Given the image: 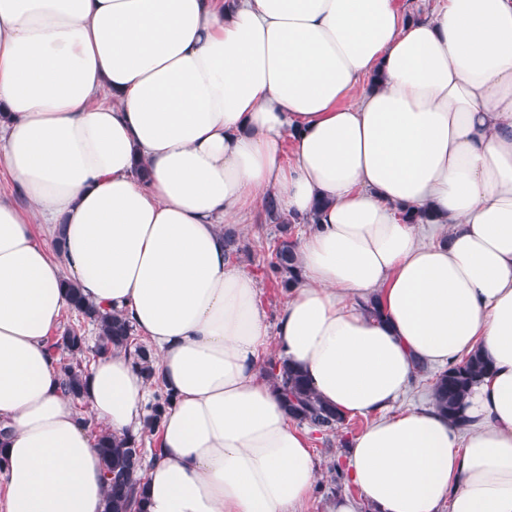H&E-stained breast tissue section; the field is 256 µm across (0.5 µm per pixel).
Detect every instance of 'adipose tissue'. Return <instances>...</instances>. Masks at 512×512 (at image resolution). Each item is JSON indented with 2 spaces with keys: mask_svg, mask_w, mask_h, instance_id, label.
I'll return each mask as SVG.
<instances>
[{
  "mask_svg": "<svg viewBox=\"0 0 512 512\" xmlns=\"http://www.w3.org/2000/svg\"><path fill=\"white\" fill-rule=\"evenodd\" d=\"M0 167L23 197H0V512H104L98 433L153 401L121 349L66 394L67 280L170 397L147 512L308 501L271 345L369 420L331 512H512V0H0ZM271 194L318 215L273 329L224 239ZM476 350L458 420L396 410Z\"/></svg>",
  "mask_w": 512,
  "mask_h": 512,
  "instance_id": "ef3b65f1",
  "label": "adipose tissue"
}]
</instances>
